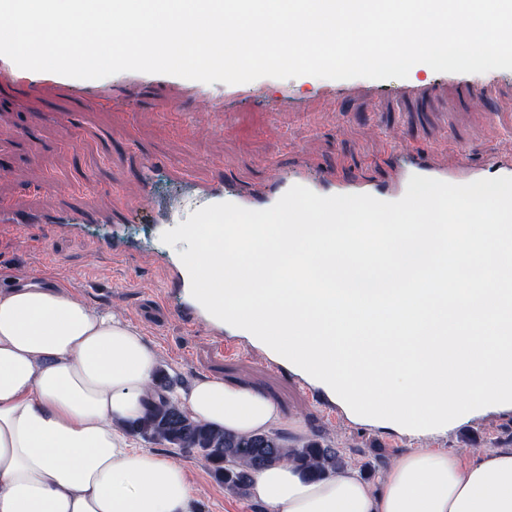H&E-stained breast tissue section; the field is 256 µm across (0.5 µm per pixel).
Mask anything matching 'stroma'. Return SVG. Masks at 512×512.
<instances>
[{
  "instance_id": "obj_1",
  "label": "stroma",
  "mask_w": 512,
  "mask_h": 512,
  "mask_svg": "<svg viewBox=\"0 0 512 512\" xmlns=\"http://www.w3.org/2000/svg\"><path fill=\"white\" fill-rule=\"evenodd\" d=\"M414 86L426 95L405 96ZM414 150L448 169L512 153V71L438 73L423 64L404 79L263 77L216 82L202 97L172 88L132 93L121 72L77 90L0 84V198L22 207L52 209L81 196L101 209L139 200L143 189L133 172L143 152L199 181L220 176L258 194L272 177L307 163L343 179L390 183L402 153ZM46 183L52 191L41 192ZM164 230L144 215L119 225L133 243L119 254L102 248L92 229L0 232V289L36 276L89 309L111 310L154 346L174 388L206 378L257 391L277 405L290 445L315 439L339 449L375 488L390 464L422 447L512 448L511 410L477 409L418 437L352 416L247 332L227 327L226 338L240 349L220 353L208 319L185 323L163 298L156 256L174 259L188 248L184 241L163 243ZM160 453L184 466L195 512H270L225 489L196 452L164 447Z\"/></svg>"
}]
</instances>
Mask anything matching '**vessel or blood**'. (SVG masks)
Instances as JSON below:
<instances>
[{
	"mask_svg": "<svg viewBox=\"0 0 512 512\" xmlns=\"http://www.w3.org/2000/svg\"><path fill=\"white\" fill-rule=\"evenodd\" d=\"M153 85L166 88L181 86L194 91L195 94H205V85L199 81L187 80L172 75L148 74L134 72L130 75V88L143 85ZM170 177L178 182L190 183L195 196L205 200L206 204L231 202L252 210H264L273 206L281 196L293 185L306 186L323 196L340 194H368L383 201L400 199L407 188L408 179L414 175L457 183L458 178L448 170L436 167L425 157L415 154L409 157L403 170V177L393 186H379L361 182H340L332 173H322L318 178H311L306 172H299L286 180H276L259 195H253L233 187L225 186L223 178H216L208 183L190 182L188 175L173 169ZM497 176L512 177V156L493 157L488 168L472 169L469 180L493 178ZM136 210L131 203L122 202L113 205L111 209L100 210L89 204H74L51 213H33L19 209L11 200L0 198V225L15 230H23L38 224H59L66 227L84 226L87 224H126L133 220Z\"/></svg>",
	"mask_w": 512,
	"mask_h": 512,
	"instance_id": "obj_1",
	"label": "vessel or blood"
}]
</instances>
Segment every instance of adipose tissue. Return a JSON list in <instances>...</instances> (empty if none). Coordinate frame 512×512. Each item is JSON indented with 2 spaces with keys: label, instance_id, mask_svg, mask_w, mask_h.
I'll list each match as a JSON object with an SVG mask.
<instances>
[{
  "label": "adipose tissue",
  "instance_id": "adipose-tissue-1",
  "mask_svg": "<svg viewBox=\"0 0 512 512\" xmlns=\"http://www.w3.org/2000/svg\"><path fill=\"white\" fill-rule=\"evenodd\" d=\"M157 353L138 328L60 288L0 290V512H194L182 465L137 447ZM172 399L235 434L279 421L266 397L199 380ZM272 512H512V449L420 450L373 490L352 468L312 481L292 463L256 470Z\"/></svg>",
  "mask_w": 512,
  "mask_h": 512
}]
</instances>
